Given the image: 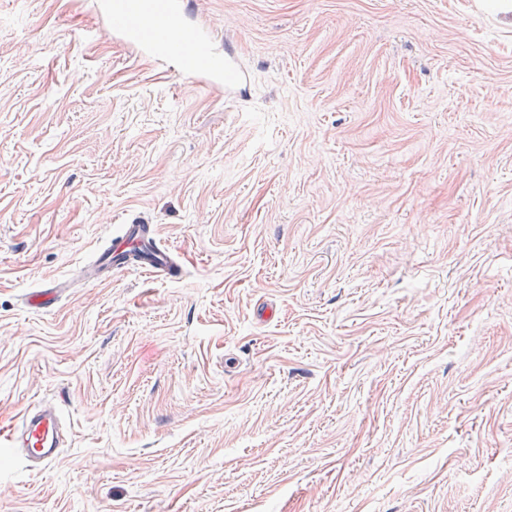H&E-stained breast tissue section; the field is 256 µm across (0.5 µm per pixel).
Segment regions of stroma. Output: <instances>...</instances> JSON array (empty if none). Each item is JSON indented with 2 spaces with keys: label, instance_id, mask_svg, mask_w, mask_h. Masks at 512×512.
<instances>
[{
  "label": "stroma",
  "instance_id": "obj_1",
  "mask_svg": "<svg viewBox=\"0 0 512 512\" xmlns=\"http://www.w3.org/2000/svg\"><path fill=\"white\" fill-rule=\"evenodd\" d=\"M250 81L95 0H0V512H512V28L474 0H186ZM120 224L184 282L75 280ZM276 307L260 321L257 309ZM175 4L152 11L102 2L110 13L112 31L134 42L142 54L170 71H189L205 82L222 84L224 93L233 91L243 82L244 74L232 70L229 54L208 51L196 32L182 28L179 13L185 11V1L176 0ZM142 33L149 38H142ZM74 280L49 279L44 281L39 288L28 294L27 304L34 308L46 309L54 306L65 293ZM63 444V423L54 402H43L23 410L0 435L1 448H11L27 467L39 470L57 460Z\"/></svg>",
  "mask_w": 512,
  "mask_h": 512
}]
</instances>
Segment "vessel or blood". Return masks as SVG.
I'll return each mask as SVG.
<instances>
[{
  "label": "vessel or blood",
  "mask_w": 512,
  "mask_h": 512,
  "mask_svg": "<svg viewBox=\"0 0 512 512\" xmlns=\"http://www.w3.org/2000/svg\"><path fill=\"white\" fill-rule=\"evenodd\" d=\"M103 7L110 14L113 32L134 42L142 54L168 70L192 72L203 81L223 85L228 92L243 82V73L232 70L229 55L208 51L197 33L182 28L179 14L185 9L183 0L160 11L120 6L113 0H105ZM131 268L174 280L182 277L185 260L181 253L161 245L155 226L126 224L81 267L78 279L87 284H107L113 275ZM70 286L67 280H46L28 294L26 301L34 308L52 307ZM63 444V423L53 402L23 410L0 434L1 447L11 449L28 467L40 470L57 460Z\"/></svg>",
  "instance_id": "1"
}]
</instances>
